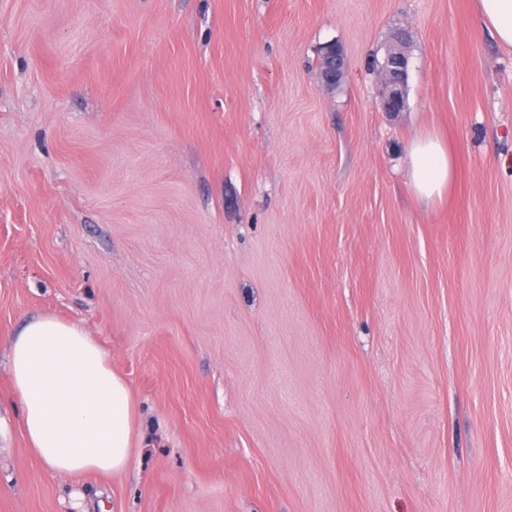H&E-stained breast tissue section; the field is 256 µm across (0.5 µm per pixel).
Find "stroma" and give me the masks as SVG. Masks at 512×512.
Instances as JSON below:
<instances>
[{"label":"stroma","instance_id":"obj_1","mask_svg":"<svg viewBox=\"0 0 512 512\" xmlns=\"http://www.w3.org/2000/svg\"><path fill=\"white\" fill-rule=\"evenodd\" d=\"M37 314L128 382L122 473L27 447ZM0 512H512V49L476 0H0ZM406 39V35L394 38V43L385 56L391 65L390 69L379 71V82L382 89L381 107L385 112H400L405 106V87L409 65ZM322 58V84L326 88H334L343 79L346 71V60L343 50L335 43L327 45L319 60V70H321ZM409 177L414 192L428 202L443 198L452 184L455 161L436 134L415 139L408 150Z\"/></svg>","mask_w":512,"mask_h":512}]
</instances>
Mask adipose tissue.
Segmentation results:
<instances>
[{
	"mask_svg": "<svg viewBox=\"0 0 512 512\" xmlns=\"http://www.w3.org/2000/svg\"><path fill=\"white\" fill-rule=\"evenodd\" d=\"M408 162L414 192L429 202L442 199L453 182L455 161L439 136L415 139ZM8 360L26 444L48 472L125 470L135 438V399L83 326L38 315L12 340Z\"/></svg>",
	"mask_w": 512,
	"mask_h": 512,
	"instance_id": "adipose-tissue-1",
	"label": "adipose tissue"
}]
</instances>
